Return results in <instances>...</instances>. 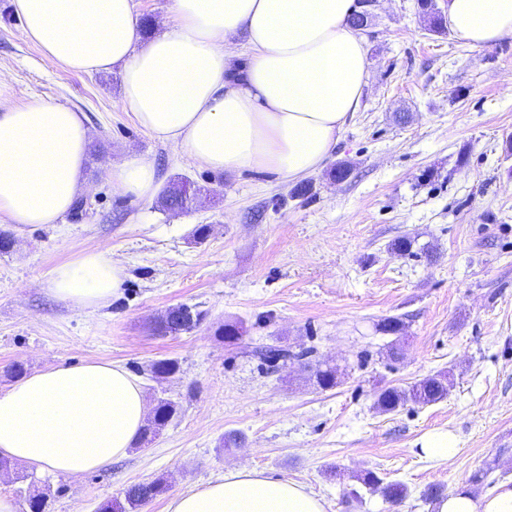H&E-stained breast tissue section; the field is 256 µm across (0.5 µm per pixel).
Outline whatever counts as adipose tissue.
Wrapping results in <instances>:
<instances>
[{
  "label": "adipose tissue",
  "mask_w": 512,
  "mask_h": 512,
  "mask_svg": "<svg viewBox=\"0 0 512 512\" xmlns=\"http://www.w3.org/2000/svg\"><path fill=\"white\" fill-rule=\"evenodd\" d=\"M46 60L89 76L120 67L122 102L155 139L196 166L294 182L319 170L357 111L369 76L357 0H170L169 28L142 41L134 0H12ZM449 29L473 47L512 39V0H443ZM248 56L232 66L228 38ZM83 113L45 100L0 113V215L52 224L86 184ZM112 189L150 202L153 162L113 164ZM125 268L106 250L58 265L49 291L91 312L118 296ZM147 420L140 383L113 362L57 366L0 390V456L78 477L125 458ZM166 512H325L292 480L247 468L174 496ZM436 512H512V480L481 496L459 487Z\"/></svg>",
  "instance_id": "adipose-tissue-1"
}]
</instances>
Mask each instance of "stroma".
<instances>
[{
	"label": "stroma",
	"instance_id": "35a3bbf8",
	"mask_svg": "<svg viewBox=\"0 0 512 512\" xmlns=\"http://www.w3.org/2000/svg\"><path fill=\"white\" fill-rule=\"evenodd\" d=\"M369 79L361 106L309 191L261 174L227 175L184 162L121 103L119 70L87 76L50 64L0 0V78L8 105L39 98L85 113L98 148L87 163L82 217L20 226L0 253V390L27 371L114 362L136 376L147 406L177 402L148 448L76 478L20 464L0 471V494L49 487V512H97L127 487L164 481L139 512H166L177 493L234 468L304 485L326 512H435L459 485L475 494L490 470L512 479V39L474 48L429 31L417 0H379L363 31ZM152 161L162 182L197 190L191 210L166 211L112 191L113 160ZM348 164L345 179L334 178ZM205 225L209 233L197 238ZM415 240L413 254L389 249ZM107 248L126 268L120 295L93 313L53 296V268ZM205 314L195 330L155 332L173 306ZM406 323L398 357L378 322ZM240 321L253 343L315 347L336 367L323 390L304 362L272 372L225 342ZM179 372L156 378L152 364ZM450 371L447 398L375 409L376 392ZM455 434L445 463L418 453L429 432ZM374 471L407 495L389 501L356 476Z\"/></svg>",
	"mask_w": 512,
	"mask_h": 512
}]
</instances>
